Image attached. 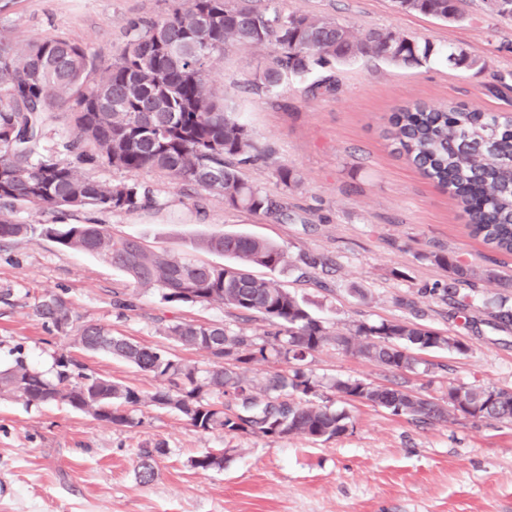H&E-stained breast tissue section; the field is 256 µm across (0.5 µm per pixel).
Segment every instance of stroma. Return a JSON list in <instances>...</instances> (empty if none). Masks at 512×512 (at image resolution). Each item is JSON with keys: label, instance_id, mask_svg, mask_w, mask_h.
Returning <instances> with one entry per match:
<instances>
[{"label": "stroma", "instance_id": "35a3bbf8", "mask_svg": "<svg viewBox=\"0 0 512 512\" xmlns=\"http://www.w3.org/2000/svg\"><path fill=\"white\" fill-rule=\"evenodd\" d=\"M289 8L339 18L360 35L389 28L408 37L482 57L483 71L445 62L403 68L361 59L338 71L336 96L284 84L267 97L244 82L272 50H233L215 64L207 88L269 149L299 171L285 222L229 212L222 199L193 193L151 171L136 174L156 206L112 214L96 209L5 210L16 224H103L114 237L213 265L205 248L215 234L243 233L281 248L286 265L254 275L287 289L329 330L361 321H412L456 337L467 353L420 352L416 372L399 373L327 345L308 359L317 377L399 384L447 400L449 386L512 389V325L496 323L486 304L512 298V256L471 236L467 216L435 183L399 155L385 136L394 109L408 102L462 104L512 113V20L468 0L465 15L445 22L396 8L393 0H287ZM171 0H11L0 31L19 46L48 37L81 40L100 66L110 65L129 22L168 12ZM304 255L323 266L304 269ZM452 256L483 277L455 280L439 257ZM49 294L69 303L76 325L94 323L130 341L162 347L204 367L203 353L174 343L163 327L216 323L254 335L266 321L238 319L222 304L170 306L153 289L97 255L63 249L40 234L0 243V371L16 356L51 373L67 351L86 373L149 392L154 378L103 352H88L37 317ZM132 302L120 311L117 299ZM466 301L458 311V301ZM353 429L330 441L203 432L179 414L140 407L135 425L115 427L61 402L25 404L0 393V512H512V425L462 417L418 424L365 404L351 407ZM163 442L152 482L137 475L139 450ZM219 450L221 468L191 461Z\"/></svg>", "mask_w": 512, "mask_h": 512}]
</instances>
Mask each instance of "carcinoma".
<instances>
[{
  "label": "carcinoma",
  "instance_id": "cac0c4a2",
  "mask_svg": "<svg viewBox=\"0 0 512 512\" xmlns=\"http://www.w3.org/2000/svg\"><path fill=\"white\" fill-rule=\"evenodd\" d=\"M461 0H415L410 10L441 20L461 17ZM273 47L265 66L245 88L276 94L285 81L303 82L312 95L333 97L336 67L375 59L417 67L443 57L456 68L481 69L482 59L464 50L443 52L429 43L384 28L356 35L338 19L288 8L282 0H173L156 18L129 23L126 41L98 73L96 57L76 39H49L24 48L0 34V204L34 209L93 207L114 214L156 204L151 190L135 181L102 184L79 165L107 163L135 175L161 173L182 186L224 201L228 211L288 218V196L301 185L299 173L270 163L268 149L206 88L211 67L236 47ZM67 114L69 135L59 148L77 164L33 159L47 122ZM387 136L425 177L448 191L468 216L470 233L491 248L512 254V118L453 104L413 102L390 117ZM260 165L272 169L281 192L271 194L247 177ZM36 231L57 245L98 255L124 271L140 288H154L172 306L218 301L244 321L258 315L271 329L261 336L222 324L176 322L164 332L175 343L205 353L203 370L171 352L131 342L98 324L77 329L74 342L96 345L158 386L152 392L86 374L66 353L55 358L51 377L23 358L0 372V393L28 404L63 402L117 427L132 426V412L145 405L177 411L193 427L267 438L302 436L329 441L352 425L335 398L379 407L395 416L427 423L463 416L512 424V390L494 386H450L448 401L395 387H365L360 379L318 378L307 357L326 344L359 354L399 372L421 365L417 351L454 350L462 341L409 321H361L345 334L330 332L291 292L260 281L250 266L275 269L288 263L283 250L252 236L208 237L207 249L233 259L224 266L188 262L144 249L132 239L112 237L103 224H15L0 217V240ZM458 281L476 273L448 256ZM493 316L512 324V304L491 303ZM35 314L66 333L73 328L68 302L51 294ZM275 359L288 369L268 374L261 388L244 377V365ZM165 454L161 442L140 450L143 481L151 462Z\"/></svg>",
  "mask_w": 512,
  "mask_h": 512
}]
</instances>
